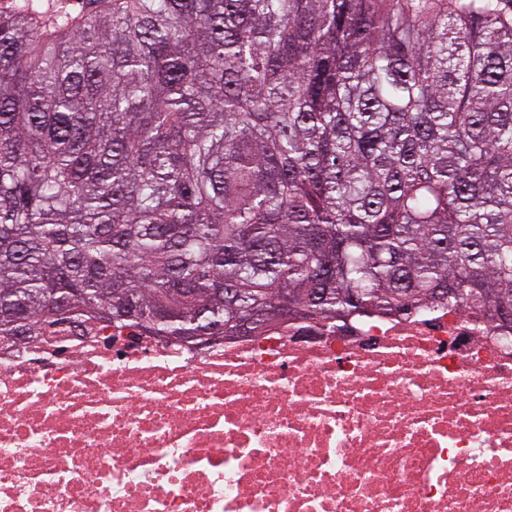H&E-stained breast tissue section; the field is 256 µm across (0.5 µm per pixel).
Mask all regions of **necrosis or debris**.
Wrapping results in <instances>:
<instances>
[{"label":"necrosis or debris","mask_w":512,"mask_h":512,"mask_svg":"<svg viewBox=\"0 0 512 512\" xmlns=\"http://www.w3.org/2000/svg\"><path fill=\"white\" fill-rule=\"evenodd\" d=\"M0 512H512V331L423 308L0 338Z\"/></svg>","instance_id":"obj_1"}]
</instances>
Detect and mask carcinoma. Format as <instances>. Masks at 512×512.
Returning <instances> with one entry per match:
<instances>
[{
    "label": "carcinoma",
    "instance_id": "obj_1",
    "mask_svg": "<svg viewBox=\"0 0 512 512\" xmlns=\"http://www.w3.org/2000/svg\"><path fill=\"white\" fill-rule=\"evenodd\" d=\"M0 9V337L512 327V0Z\"/></svg>",
    "mask_w": 512,
    "mask_h": 512
}]
</instances>
